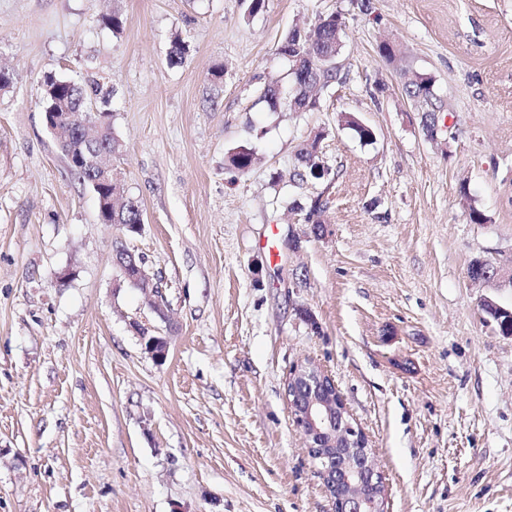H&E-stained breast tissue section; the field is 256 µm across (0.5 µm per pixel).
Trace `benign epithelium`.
<instances>
[{
  "instance_id": "7a95c632",
  "label": "benign epithelium",
  "mask_w": 512,
  "mask_h": 512,
  "mask_svg": "<svg viewBox=\"0 0 512 512\" xmlns=\"http://www.w3.org/2000/svg\"><path fill=\"white\" fill-rule=\"evenodd\" d=\"M68 108H70V103L65 100L55 99L52 101L49 112L45 113L48 129L60 143L76 136L81 138L83 150L78 155L70 157V162L84 172V181L95 192H101L104 187L110 189L119 185L117 177L112 172L110 159L112 153L119 149L120 143L114 144L108 141L102 146L95 143L88 134L89 128L100 127L102 122L108 120L109 115L86 109L82 113V119L74 125L60 121V117L67 116L65 110ZM115 259L125 278L140 288L149 298L155 313L161 319H166L163 292L146 272L144 264L137 259L133 252L125 248L117 250ZM141 341L144 350L156 362L165 361L168 353L166 338L153 336L144 328L141 330ZM324 377L326 374L317 365L311 362H301L290 369L285 387V395L293 420L300 431L304 433L310 450L319 447L317 437L321 433V424L324 420V414L321 411L324 402L317 397V391ZM334 396L337 397L336 413L340 418L339 435L344 437L357 451L360 464L357 466V471L351 473L340 465H329L328 460L331 459V456L322 452L314 453V460L319 465V473L326 490L329 495H334L335 488L340 485L342 478L347 481L352 479L361 485H368L376 489L384 487L383 477L370 455L366 436L350 421L340 393L336 391ZM381 509L382 505L379 504V501L369 503L364 495L353 490L341 493L335 504V512H379Z\"/></svg>"
}]
</instances>
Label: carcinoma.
I'll return each instance as SVG.
<instances>
[{"mask_svg":"<svg viewBox=\"0 0 512 512\" xmlns=\"http://www.w3.org/2000/svg\"><path fill=\"white\" fill-rule=\"evenodd\" d=\"M345 20L339 13H331L318 18L310 29L295 28L282 41L278 53L287 57L293 63L292 74L294 85L291 89L282 91L276 86L263 90L262 97L273 109L282 107L291 109L296 104L295 111L311 112L317 108L313 92L334 82L342 80L341 66L337 62L342 47V37ZM43 86L51 87L64 97L72 96L73 83L48 75ZM404 92L418 111L422 112V121L428 133H434L439 115L446 111L444 101L434 92L433 79L417 74L404 83ZM321 135L317 134L310 143L302 147L298 160L300 165L294 171L293 177L304 182L320 180L328 175V169L319 162L317 146ZM231 165L246 172L252 164V153L240 149L229 157ZM141 211L132 198L119 208L112 209V222L116 224L140 223ZM486 311L496 321L500 330L512 335V308L488 303Z\"/></svg>","mask_w":512,"mask_h":512,"instance_id":"cac0c4a2","label":"carcinoma"}]
</instances>
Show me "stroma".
<instances>
[{
	"mask_svg": "<svg viewBox=\"0 0 512 512\" xmlns=\"http://www.w3.org/2000/svg\"><path fill=\"white\" fill-rule=\"evenodd\" d=\"M249 4L0 0V512H334L285 396L305 359L363 430L384 512H512V336L483 309L512 306V281L468 273L512 266V0ZM332 12L344 81L316 111L271 109L264 88L292 81L280 43ZM407 70L449 105L436 136ZM48 74L111 87L139 232L99 222L46 126ZM318 132L329 174L295 181ZM121 245L166 318L114 263ZM141 326L168 338L165 362Z\"/></svg>",
	"mask_w": 512,
	"mask_h": 512,
	"instance_id": "stroma-1",
	"label": "stroma"
}]
</instances>
